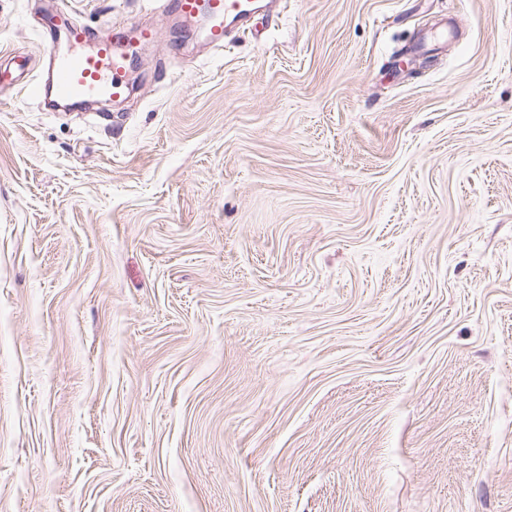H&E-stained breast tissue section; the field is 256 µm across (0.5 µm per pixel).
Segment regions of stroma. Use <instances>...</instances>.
I'll return each mask as SVG.
<instances>
[{"label":"stroma","mask_w":512,"mask_h":512,"mask_svg":"<svg viewBox=\"0 0 512 512\" xmlns=\"http://www.w3.org/2000/svg\"><path fill=\"white\" fill-rule=\"evenodd\" d=\"M72 6L160 39L0 82V512H512V0ZM39 37L49 53V77L20 82V91L36 98L80 102L121 97L130 66L159 33L135 22L119 29L111 24L103 36L76 21L69 0H57L54 11L44 18ZM168 6L186 21H203L207 40L215 48L224 47L228 20L245 31L257 9L254 0H171Z\"/></svg>","instance_id":"stroma-1"}]
</instances>
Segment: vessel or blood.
<instances>
[{
	"instance_id": "obj_1",
	"label": "vessel or blood",
	"mask_w": 512,
	"mask_h": 512,
	"mask_svg": "<svg viewBox=\"0 0 512 512\" xmlns=\"http://www.w3.org/2000/svg\"><path fill=\"white\" fill-rule=\"evenodd\" d=\"M170 6L185 20L203 21L209 43L217 48L226 41L229 23L247 28L256 11L254 0H171ZM39 37L49 53V77L22 82L20 90L37 98L80 102L121 97L130 66L159 34L136 22L100 34L76 21L70 0H57Z\"/></svg>"
}]
</instances>
